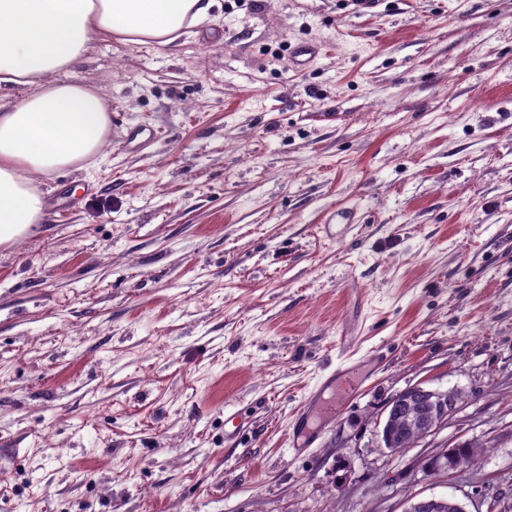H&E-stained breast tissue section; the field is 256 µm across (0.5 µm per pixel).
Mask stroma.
Wrapping results in <instances>:
<instances>
[{"label":"stroma","mask_w":512,"mask_h":512,"mask_svg":"<svg viewBox=\"0 0 512 512\" xmlns=\"http://www.w3.org/2000/svg\"><path fill=\"white\" fill-rule=\"evenodd\" d=\"M55 78L112 139L0 248V512H512V0H220ZM344 336L381 366L297 421ZM416 383L461 408L385 448ZM465 440L471 470L424 476ZM466 512L458 500L448 497H411L406 501L404 512Z\"/></svg>","instance_id":"35a3bbf8"}]
</instances>
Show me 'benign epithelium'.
Here are the masks:
<instances>
[{"instance_id": "benign-epithelium-1", "label": "benign epithelium", "mask_w": 512, "mask_h": 512, "mask_svg": "<svg viewBox=\"0 0 512 512\" xmlns=\"http://www.w3.org/2000/svg\"><path fill=\"white\" fill-rule=\"evenodd\" d=\"M463 397L456 389H433L421 383L411 385L399 392L388 406V412L381 431V441L387 448H394L398 436L392 428L401 418L418 429V439H424L436 432L459 409ZM474 465L470 458L457 455L454 447L438 452L428 459L425 468L428 473L444 472L448 476L461 473ZM404 512H465L463 506L452 496L412 497L406 501Z\"/></svg>"}]
</instances>
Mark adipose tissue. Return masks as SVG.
I'll return each instance as SVG.
<instances>
[{
  "instance_id": "1",
  "label": "adipose tissue",
  "mask_w": 512,
  "mask_h": 512,
  "mask_svg": "<svg viewBox=\"0 0 512 512\" xmlns=\"http://www.w3.org/2000/svg\"><path fill=\"white\" fill-rule=\"evenodd\" d=\"M217 0H0V91L32 94L0 103V246L45 218L38 177L95 163L111 132L108 104L84 83L54 80L101 38L171 44L209 19Z\"/></svg>"
}]
</instances>
